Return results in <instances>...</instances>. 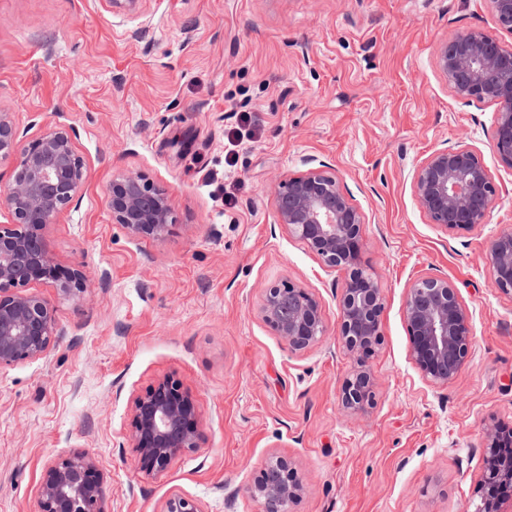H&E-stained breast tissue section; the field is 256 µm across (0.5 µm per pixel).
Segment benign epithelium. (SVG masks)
I'll return each instance as SVG.
<instances>
[{
    "mask_svg": "<svg viewBox=\"0 0 512 512\" xmlns=\"http://www.w3.org/2000/svg\"><path fill=\"white\" fill-rule=\"evenodd\" d=\"M497 24L512 32V0H489ZM438 68L456 97L499 105L492 149L512 169V48L483 29L473 28L444 42ZM75 133L45 130L17 147L11 113L0 111V153L19 151L12 178L0 187V204L10 214L0 225V368L47 355L63 335L56 309L46 296L27 291L50 283L61 296L84 288L86 276L51 254L43 230L75 199L87 177L76 151ZM415 197L430 220L448 230L487 223L499 192L480 155L457 145L433 151L413 175ZM112 221L136 238H159L175 223L166 193L140 175H119L108 187ZM278 223L303 241L328 267H342L348 278L338 297L339 340L358 356L357 367L341 387L344 413L374 405L375 381L364 357L381 341L382 288L360 263L363 215L349 202L336 174L325 164L278 184L274 195ZM491 286L512 292V233L489 244ZM260 314L291 352L304 351L326 334L319 300L288 281L263 289ZM413 360L424 378L445 384L468 362L473 345L472 316L458 288L446 278L419 277L409 286L404 307ZM132 447L148 475L167 471L180 456L199 447L200 433L191 395L165 378L132 401ZM512 480L494 458L486 460L484 484ZM303 484L293 462L270 458L249 488L264 512H290ZM107 488L94 461L74 453L50 463L43 474L40 512H105ZM163 512H202L181 493L166 500Z\"/></svg>",
    "mask_w": 512,
    "mask_h": 512,
    "instance_id": "1",
    "label": "benign epithelium"
}]
</instances>
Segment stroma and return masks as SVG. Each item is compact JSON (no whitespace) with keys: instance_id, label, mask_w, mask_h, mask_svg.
Masks as SVG:
<instances>
[{"instance_id":"1","label":"stroma","mask_w":512,"mask_h":512,"mask_svg":"<svg viewBox=\"0 0 512 512\" xmlns=\"http://www.w3.org/2000/svg\"><path fill=\"white\" fill-rule=\"evenodd\" d=\"M493 26L487 0H0V110L23 143L74 129L87 169L44 230L85 287L35 284L64 334L0 370V512H39L45 468L76 452L94 459L106 512H163L175 492L203 512H262L249 488L274 456L305 486L291 512H476L484 430L512 428V294L492 288L488 254L512 232V169L491 149L497 105L458 100L436 53ZM242 112L254 137L228 173L224 135ZM454 145L480 154L500 195L467 231L432 223L412 188L425 158ZM322 164L364 216L360 260L385 303L375 404L352 417L338 409L355 364L337 331L347 273L274 208L279 180ZM121 174L167 193L164 236L113 223L107 187ZM420 276L448 278L472 315L470 358L445 384L412 358L404 304ZM284 280L320 301L327 326L299 353L259 314ZM167 377L195 402L200 446L148 476L130 406Z\"/></svg>"}]
</instances>
